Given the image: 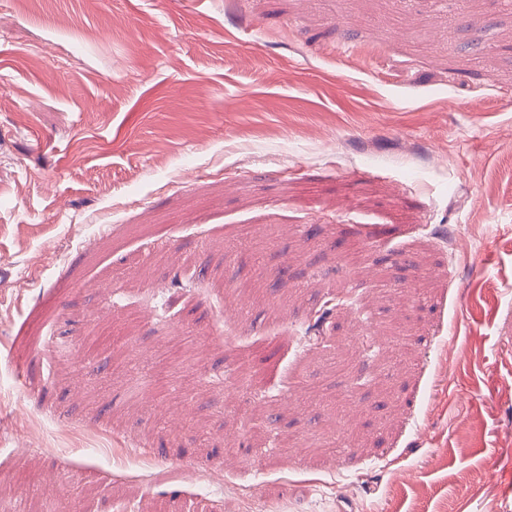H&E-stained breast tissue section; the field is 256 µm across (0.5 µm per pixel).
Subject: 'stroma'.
I'll return each instance as SVG.
<instances>
[{"label":"stroma","mask_w":512,"mask_h":512,"mask_svg":"<svg viewBox=\"0 0 512 512\" xmlns=\"http://www.w3.org/2000/svg\"><path fill=\"white\" fill-rule=\"evenodd\" d=\"M505 468L512 0H0V500L512 512Z\"/></svg>","instance_id":"obj_1"}]
</instances>
